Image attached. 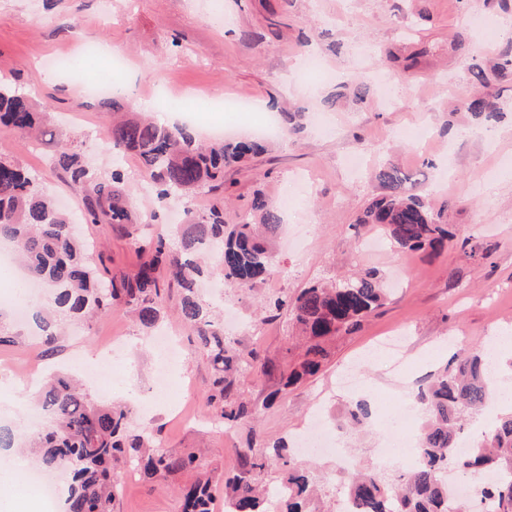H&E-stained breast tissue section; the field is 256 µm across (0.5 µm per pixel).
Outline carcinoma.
Returning <instances> with one entry per match:
<instances>
[{"label": "carcinoma", "mask_w": 512, "mask_h": 512, "mask_svg": "<svg viewBox=\"0 0 512 512\" xmlns=\"http://www.w3.org/2000/svg\"><path fill=\"white\" fill-rule=\"evenodd\" d=\"M474 92L465 100L466 109L487 121L497 118L500 92H487L490 77L512 84V59L488 68L476 58L468 65ZM0 127L23 139L40 132V113L25 93L0 82ZM110 142L123 153L135 156L141 169L157 184L160 201L189 199L199 188L224 182V169L248 155L262 152L256 141L220 140L203 144L186 123L172 126L147 119H128L112 124ZM54 164L68 176L69 189L82 197L93 224L120 227L138 224L130 206L124 178L118 172L111 181L97 180L80 154L62 150ZM375 179L384 194L369 204L360 220L386 236L399 251L440 252L454 235L416 193L418 179L394 165H381ZM188 220L178 236L159 234L138 246L144 259L132 276L107 279L89 265L84 245L74 224L55 201L43 193L36 178L19 164L0 159V238L15 245L30 275L51 289L57 310L65 315L93 320L122 306L146 328L154 326L162 303V290L180 293L179 316L191 330L196 348L213 364L214 379L206 394L210 414L232 427L253 419V409L234 394L231 373L255 377L272 374L275 366L250 354L241 360L237 343L224 338V325L198 297L197 281L204 275L199 260L201 248L221 245L224 278L240 288H254L278 272L270 242L282 226L278 205L262 194L255 195L248 213L240 215L224 230V205H213L206 213L187 211ZM167 271L160 281L159 269ZM386 293L376 272L357 278L321 283L302 289L295 296L271 298L265 310L291 312L305 339L304 354L283 367L284 387L316 376L327 356L325 344L341 333H349L383 305ZM483 355L465 354L437 371L419 388L416 399L426 416L418 440L421 463L409 470L398 484L379 472L348 476L343 494L359 502L365 512H448V490L442 476L452 467L468 477L488 472L494 479L484 484L476 502H463L455 512H480L479 502L490 499L497 512H512V410L502 413L493 430L475 442L464 456L456 455L465 414L480 411L496 390V380L482 366ZM40 405L51 414V424L31 431L29 442L42 465L62 470L68 476L67 512H112L120 489L116 466L134 463L146 480L201 468L198 456L174 450L144 451L148 438L128 425L126 410L99 405L63 377L50 376L42 386ZM263 447L256 430L237 449L241 468L218 477L227 495V512H310L315 476L306 468L292 466L284 480L274 486L283 491L271 501V489L262 485L265 462L255 457ZM212 478L182 487L180 512H211Z\"/></svg>", "instance_id": "cac0c4a2"}]
</instances>
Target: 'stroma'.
Masks as SVG:
<instances>
[{
  "label": "stroma",
  "instance_id": "1",
  "mask_svg": "<svg viewBox=\"0 0 512 512\" xmlns=\"http://www.w3.org/2000/svg\"><path fill=\"white\" fill-rule=\"evenodd\" d=\"M88 44L112 46L125 58L112 80L127 88L118 101L136 111L179 123L186 119L181 105L217 90L228 99L251 101L248 112L199 111L187 118L205 139L217 129L249 137L267 115L303 113L297 134L266 137L263 154L225 172L223 189L203 188L195 197L202 211L225 198L224 220L231 224L249 210L256 193L275 200L293 177L314 176L312 194L293 196L284 215L285 231L307 236L310 247H277L279 275L255 289L228 284L223 301L205 297L218 312L237 307L243 318L234 332L239 348L277 367L269 376L241 375L235 382L237 395L256 410L253 424L227 432L207 425L212 366L196 350L178 315L179 296L171 293L158 325L184 355L164 375L157 371L152 332L124 308L88 324L69 322L51 355L33 323L17 324L0 313L12 335L0 345V379L10 382L0 388V427L22 431L24 417L7 401L17 393L35 403L40 386L14 378L12 367L36 364L70 374L74 358L123 335L133 373L115 375L109 391L92 385L88 392L96 402L124 407L132 428L151 434L162 448L195 452L209 471H233L250 430L267 444H289L322 408L339 426L357 469L375 468L385 409L413 401L419 386L453 355L478 352L491 336L512 335V88L502 91L495 121L477 118L464 106L472 91L471 57L512 50V0H0V80L29 95L54 137L34 152L2 131L0 155L34 172L42 191L53 197L69 192L64 173L51 161L54 146L69 143L96 179L110 180L117 169L127 189L136 188V158L106 140L113 101L70 95L69 78L48 80L36 65L40 57L75 54ZM374 72L393 88L395 103H379L373 85L361 98L347 88L350 77ZM419 127L430 140L422 151L411 142ZM384 161L418 174L423 197L454 235L444 251L388 245L362 254L374 232L357 221L381 192L371 171ZM132 204L143 219L136 236L118 227H83L91 262L112 275L137 269L136 238L169 229L168 212L157 201L136 198ZM466 238L476 251L460 248ZM366 270L393 283L385 304L360 328L328 342L319 376L282 389L278 369L298 359L300 350L288 316L266 320V297ZM393 333L402 337L399 382L386 359L367 354ZM351 370L362 382L356 391L339 385ZM162 380L169 387L166 399L142 408L141 396ZM359 400L372 415L356 430L345 413ZM292 461L312 469L321 486L316 512H337L345 474L335 454H296ZM193 478L185 472L159 482L127 481L113 512H179L176 490Z\"/></svg>",
  "mask_w": 512,
  "mask_h": 512
}]
</instances>
